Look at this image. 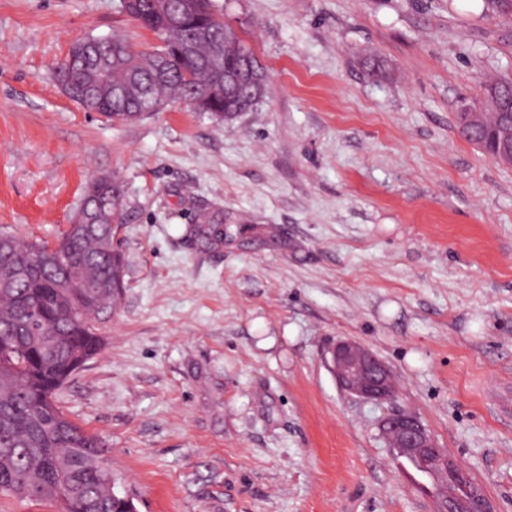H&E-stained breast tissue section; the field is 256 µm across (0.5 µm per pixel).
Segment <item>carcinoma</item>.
<instances>
[{
    "mask_svg": "<svg viewBox=\"0 0 512 512\" xmlns=\"http://www.w3.org/2000/svg\"><path fill=\"white\" fill-rule=\"evenodd\" d=\"M179 28L166 24V0H120L121 10L153 31L162 45L136 50L114 33L84 49L79 41L56 68L58 83L71 92L107 78L119 96L86 104L108 120L129 122L160 111L169 102L196 103L195 111L220 121L252 108L246 87L229 78L252 50L224 25L214 0H195ZM512 97V79L485 85V107ZM91 211L104 202L112 220L126 221L121 185L114 179L89 183ZM219 220L207 212L192 232L216 234ZM122 256L104 221L68 227L56 241H22L0 233V492L36 501H57L62 512H113L112 469L102 442L72 422L56 402L61 386L100 354L97 317L112 307L119 286L114 270Z\"/></svg>",
    "mask_w": 512,
    "mask_h": 512,
    "instance_id": "1",
    "label": "carcinoma"
}]
</instances>
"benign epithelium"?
<instances>
[{"mask_svg":"<svg viewBox=\"0 0 512 512\" xmlns=\"http://www.w3.org/2000/svg\"><path fill=\"white\" fill-rule=\"evenodd\" d=\"M461 121L478 132L475 141L491 158L512 167V144L505 147L487 145L486 134L491 126L486 113L469 110L461 113ZM329 354L336 381L348 394L363 400H388L394 396L391 369L367 347L341 339L330 347ZM380 432L394 456L410 460L423 477L444 487L436 512H494L484 491L469 479L466 469L448 455L447 449L439 446L418 417L405 411L392 413L381 422ZM450 473L466 480V495L461 496L448 488Z\"/></svg>","mask_w":512,"mask_h":512,"instance_id":"obj_1","label":"benign epithelium"}]
</instances>
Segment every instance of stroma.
<instances>
[{
  "label": "stroma",
  "mask_w": 512,
  "mask_h": 512,
  "mask_svg": "<svg viewBox=\"0 0 512 512\" xmlns=\"http://www.w3.org/2000/svg\"><path fill=\"white\" fill-rule=\"evenodd\" d=\"M265 68L232 121L173 103L110 124L63 93L72 43L155 34L119 0H0V231L56 242L84 187L122 185L124 288L58 394L138 512H435L379 431L416 415L512 512V168L460 99L512 74L486 0H216ZM224 215V239L192 235ZM367 346L396 397L340 390ZM331 370L339 386L363 400H388L395 386L391 369L367 347L341 339L329 349Z\"/></svg>",
  "instance_id": "obj_1"
}]
</instances>
